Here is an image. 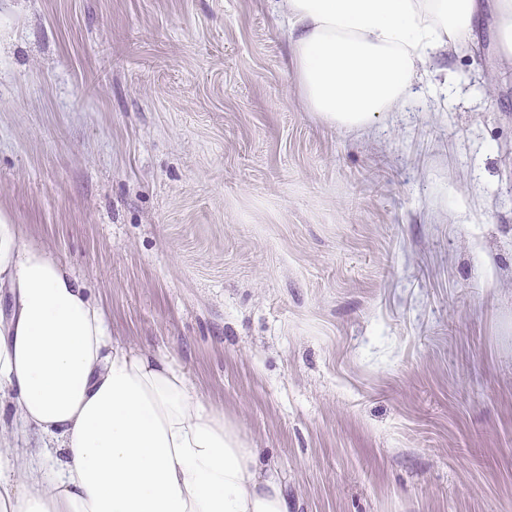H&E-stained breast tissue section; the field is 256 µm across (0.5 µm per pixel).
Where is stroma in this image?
Returning a JSON list of instances; mask_svg holds the SVG:
<instances>
[{"instance_id":"1","label":"stroma","mask_w":512,"mask_h":512,"mask_svg":"<svg viewBox=\"0 0 512 512\" xmlns=\"http://www.w3.org/2000/svg\"><path fill=\"white\" fill-rule=\"evenodd\" d=\"M272 0H0V220L183 367L292 512H512V62L365 134Z\"/></svg>"}]
</instances>
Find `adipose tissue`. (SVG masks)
<instances>
[{
	"label": "adipose tissue",
	"instance_id": "obj_1",
	"mask_svg": "<svg viewBox=\"0 0 512 512\" xmlns=\"http://www.w3.org/2000/svg\"><path fill=\"white\" fill-rule=\"evenodd\" d=\"M309 111L371 132L405 111L479 0H277ZM0 435L7 417L53 441L0 452V512H291L277 475L170 359L113 338L104 309L19 224L0 223Z\"/></svg>",
	"mask_w": 512,
	"mask_h": 512
}]
</instances>
